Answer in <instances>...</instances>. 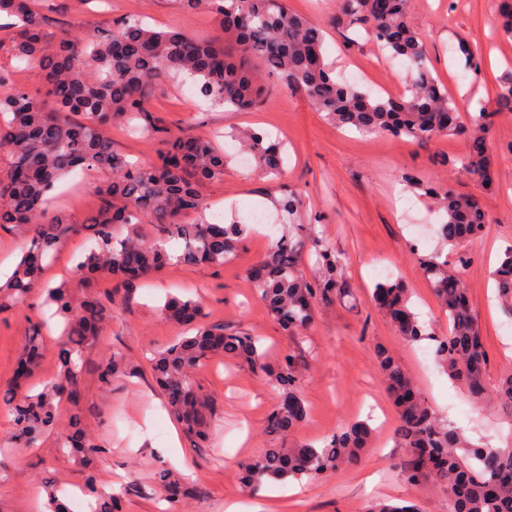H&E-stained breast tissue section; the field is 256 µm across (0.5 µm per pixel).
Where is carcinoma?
<instances>
[{"instance_id": "cac0c4a2", "label": "carcinoma", "mask_w": 512, "mask_h": 512, "mask_svg": "<svg viewBox=\"0 0 512 512\" xmlns=\"http://www.w3.org/2000/svg\"><path fill=\"white\" fill-rule=\"evenodd\" d=\"M179 3L187 11L219 17L221 43L122 18L95 26L80 39L72 38L66 29L51 39L46 30L50 19L34 13L31 0H0V16L12 19L11 57L19 67H39L45 81V90H33L17 83L12 73L0 71V148L8 149L12 159L7 181L0 180V226L29 224L32 231L30 248L7 285V293L22 301L35 290L43 291L44 304L64 319L67 334L58 349L60 369L54 381L35 395L17 397L15 388L5 389L14 423L8 442L18 447L36 445L54 425L60 401L76 400L84 371L82 347L99 335L110 315L107 306L90 294L76 307L70 289L42 286L44 264L52 260L60 241L74 231V225L61 216L35 223L60 181L78 167L112 171V181L99 189L102 207L83 225L93 247L77 262L76 272L87 288L102 273L120 277L130 286L170 260L163 246L144 240L141 224H154L164 239L177 242L176 259L189 265H224L246 234L244 224L182 222V216L204 211L199 185L224 176L227 157L211 140L188 134L166 137L157 159L138 166L117 154L105 135V126L118 120L135 131L150 129L149 101L166 83L190 79L208 103L249 110L262 102L268 90L264 79L269 78L274 85L304 95L316 111L340 128L408 138L421 145L442 135H463L468 140L467 153L445 158L443 163L458 164L477 176L483 187H493L488 143L494 113L481 109L468 122L460 120L456 101L433 75L423 41L409 25V0H388L385 9L380 8V0H342L336 17L337 26L347 32L365 30L390 57L406 64L405 88L398 98L372 95L336 80L324 55L322 27L290 11L284 0ZM497 102L499 109L512 110L511 74L499 83ZM76 114L81 119H73ZM231 138L238 144V155L251 157L271 174L281 171L280 143L254 130L233 133ZM406 182L436 200L443 218L436 234L442 244L455 249L480 235L487 215L476 196L412 176ZM276 207L288 216V230L258 264L261 273L252 268L249 278L282 330L295 335L311 324L318 299L344 288L345 259L323 242L316 260L325 270L324 277H306L301 270L303 240L316 231L314 225L301 222V193L284 191ZM117 224L125 231H116ZM468 264L463 254L457 255L453 265L440 252L420 257L437 302L448 316L446 336L436 335L412 311L408 288L402 282L376 284L372 299L405 339L435 342L434 354L447 366L449 377L480 400L485 389V352L462 285L461 272ZM494 280L497 300L511 315L512 245L504 250ZM162 312L187 325L204 316L192 297H172ZM41 338L39 327L29 334L17 377L30 373ZM214 355L244 362L279 387L281 399L266 420L272 440H285L306 418L298 388L297 355L286 354L272 365L256 337L226 332L221 326L202 327L159 351L153 365L170 410L189 441L201 443L209 437L213 403L196 390L191 372ZM377 361L398 414L397 437L410 449L402 469L404 479L437 482L448 496V512H512V448H480L441 425L394 357L380 351ZM126 372L124 359L114 355L99 369L98 378L109 384ZM83 434L80 417H73L63 447L71 449L88 471L93 512H119L120 495L95 487L91 471L97 448L74 445ZM371 437L368 423L359 421L319 447L267 448L244 465V486L257 493L271 481L313 479L334 472L358 462ZM155 480L170 499L194 492L165 466L158 467Z\"/></svg>"}]
</instances>
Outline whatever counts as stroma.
Masks as SVG:
<instances>
[{
  "instance_id": "1",
  "label": "stroma",
  "mask_w": 512,
  "mask_h": 512,
  "mask_svg": "<svg viewBox=\"0 0 512 512\" xmlns=\"http://www.w3.org/2000/svg\"><path fill=\"white\" fill-rule=\"evenodd\" d=\"M288 8L324 26L325 57L338 79L373 92L402 94L405 69L365 33L346 37L335 24L338 0H285ZM501 0H411L409 21L425 43L432 64L459 108L494 112L491 129V168L495 183L484 189L476 178L457 167H442L436 155L459 157L467 145L462 138L441 136L426 146L379 134L338 130L316 112L302 95L283 86L270 88L260 106L235 112L205 103L193 84L173 86L150 101L155 130L131 135L113 123L106 133L117 153L141 164L154 162L162 135L186 132L218 137L229 161L221 179L203 184L206 203L203 220L247 224L248 231L235 257L223 266L169 262L134 283L127 296L115 295V279L100 275L97 296L111 309L101 336L83 348L86 370L79 382L80 401L59 404L54 429L36 447L10 448L11 407L0 401V512H46L48 489L68 490L81 498L83 471L59 438L73 417H81L92 444L98 447L95 476L100 488L121 493L122 512H368L377 500L412 501L420 512H448V497L435 483H406L400 469L409 458L395 438L397 413L377 365L378 350L391 354L428 402L437 418L465 434L473 443L498 448L512 439V408L499 403L494 390L512 374V316L494 298L492 272L507 246L512 245V112L497 109L499 80L512 71V39L498 22ZM58 17L73 35L84 36L92 26L112 18L132 16L156 28L177 29L200 38H217V18L183 10L178 0H112L104 13L98 0H59ZM478 47L477 70L467 69L461 43ZM255 128L285 143L284 172L280 179L252 180L235 159L231 132ZM412 175L438 186L451 185L477 196L487 213L480 237L464 242L471 262L463 273L472 314L486 352L485 379L489 396L478 404L466 389L448 376L433 354L431 341H407L370 295L375 284L388 278L403 281L413 307L436 335L448 333V320L419 264L433 252L437 240L419 241L415 227L439 224L432 199L405 185ZM108 171L76 170L65 190L48 206L69 223H85L101 207L99 185L111 181ZM299 190L305 220L316 226L317 237L303 244L301 269L317 276V241H325L345 258V287L327 303H317L310 328L299 336L284 334L268 313L248 277L285 228L273 204L281 189ZM258 209L268 226L250 223ZM91 242L73 233L58 245L54 261L42 276L44 283H63L73 301H82L75 264ZM193 297L203 306L204 324L259 337L269 362L286 354L301 357L300 392L308 415L285 441L286 447L321 445L332 433L365 420L372 441L358 466L346 467L319 479H304L299 493L288 483L274 482L269 495L250 496L241 483V466L273 442L266 419L279 402V389L264 375L216 355L203 362L192 378L214 402L211 433L194 446L179 438L174 455H165L172 429L162 390L149 364L154 351L179 339L184 329L160 310L166 294ZM42 319V296L32 292L25 300L0 294V390L17 385L19 392L35 394L58 371L61 335L43 330L41 355L31 374L16 380L17 361L32 326ZM122 356L128 374L102 385L98 370L112 356ZM177 466L197 493L176 503L161 500L153 480L158 466Z\"/></svg>"
}]
</instances>
